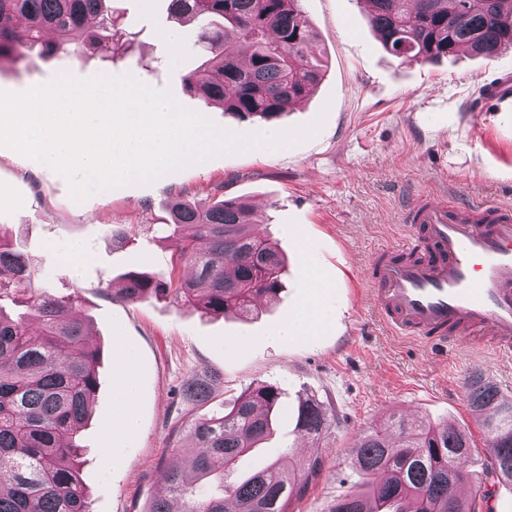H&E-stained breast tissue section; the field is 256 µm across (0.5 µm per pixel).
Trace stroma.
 <instances>
[{
  "mask_svg": "<svg viewBox=\"0 0 512 512\" xmlns=\"http://www.w3.org/2000/svg\"><path fill=\"white\" fill-rule=\"evenodd\" d=\"M110 6L136 34L126 58L108 60L80 37L59 58L32 52L21 68L0 62V90L21 92L60 73L129 74L169 89L220 128L277 133V126L239 120L186 92L183 74L199 69L207 55L196 26L171 18L168 0H111ZM300 7L325 75L283 125L319 123L314 137L222 155L149 184L97 191L81 203L59 174L0 147V227L32 257L36 286L73 297V314L86 319L102 352L92 417L80 433L90 512H142L164 488L163 457L174 450L188 461L185 427L259 384L277 386L281 406L273 435L242 469L262 467L289 447L306 457L310 442L295 429L300 400L315 396L333 420L318 443L324 467L288 512H330L336 497L353 491L360 482L352 466L355 440L393 414L465 427L471 467L483 474L469 495L476 512H512V485L486 474L491 450L464 388L465 377L477 373L512 396V362L475 347L433 358L420 341L391 330L368 280L376 254L402 244L403 215L422 193L442 192L455 204L512 207V109L484 105L480 93L498 70L512 68V51L492 60L462 55L401 65L384 51L364 0H301ZM219 185L253 206L256 232L274 238L287 258L277 298L247 317L204 316L166 300L112 299L107 283L134 262L168 270L177 243L155 239L152 230L166 204L208 202ZM116 227L128 231L127 246L113 243ZM76 241L90 250L77 271L69 261ZM311 275L318 282L313 293ZM311 293L330 311L329 322L309 336H275ZM121 348L134 356L139 426L116 441L112 390ZM197 379L213 388V401L202 407L182 394ZM114 444L118 452L107 455Z\"/></svg>",
  "mask_w": 512,
  "mask_h": 512,
  "instance_id": "35a3bbf8",
  "label": "stroma"
}]
</instances>
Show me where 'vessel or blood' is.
Segmentation results:
<instances>
[{"instance_id": "vessel-or-blood-1", "label": "vessel or blood", "mask_w": 512, "mask_h": 512, "mask_svg": "<svg viewBox=\"0 0 512 512\" xmlns=\"http://www.w3.org/2000/svg\"><path fill=\"white\" fill-rule=\"evenodd\" d=\"M408 212L402 257L370 274L386 322L437 358L468 342L512 360V209L422 195Z\"/></svg>"}]
</instances>
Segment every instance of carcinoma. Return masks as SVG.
<instances>
[{
  "label": "carcinoma",
  "instance_id": "obj_1",
  "mask_svg": "<svg viewBox=\"0 0 512 512\" xmlns=\"http://www.w3.org/2000/svg\"><path fill=\"white\" fill-rule=\"evenodd\" d=\"M108 0H0V61L15 62L26 52L55 56L87 32L109 57L126 50L127 30L107 10ZM370 22L384 49L398 60L439 63L461 52L493 59L512 50V0H365ZM178 21H194L210 68L189 71L185 89L206 105L219 104L241 120H279L322 80V64L299 0H169ZM207 205L175 201L168 220L157 227L177 237L171 264L190 276L130 270L112 289L126 303L171 300L205 315L247 314L254 301L282 288L285 260L270 240L254 232L250 204L222 194ZM0 229V296L29 310L39 324L0 313V512H90L78 459L77 434L89 418L97 392L100 349L88 340L83 319L69 314L72 301L35 286L31 259L4 243ZM468 400L482 418L492 448L489 473L512 485V400L479 374L465 382ZM204 404L207 383L187 388ZM281 404L273 385L248 389L225 411L187 429L193 441L191 467L179 459L165 468V488L142 512H286L322 467L311 455L292 450L266 468L234 477L237 461L271 433ZM330 427L323 404L307 397L296 409V429L317 441ZM401 436L400 446L390 437ZM469 434L448 424L390 417L363 432L352 461L359 488L336 498L330 512H475L455 494L457 471L469 463Z\"/></svg>",
  "mask_w": 512,
  "mask_h": 512
}]
</instances>
